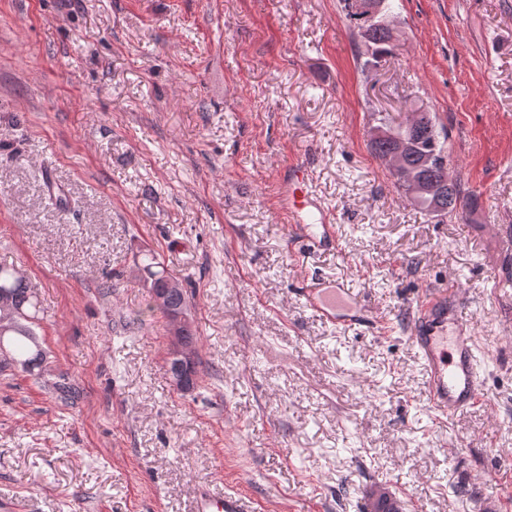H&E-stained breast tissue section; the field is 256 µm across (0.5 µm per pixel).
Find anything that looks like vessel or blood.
Wrapping results in <instances>:
<instances>
[{"instance_id": "b4317fda", "label": "vessel or blood", "mask_w": 512, "mask_h": 512, "mask_svg": "<svg viewBox=\"0 0 512 512\" xmlns=\"http://www.w3.org/2000/svg\"><path fill=\"white\" fill-rule=\"evenodd\" d=\"M283 181L280 208L296 233L295 260L304 261L312 252L339 249L335 216L310 191L303 163L290 164ZM300 297L327 322L346 329H381L380 320L348 313L351 297L343 285L309 276ZM410 339L425 371L426 399L437 416L450 418L482 403L484 354L463 312L458 288L448 285L423 294L411 312ZM193 512H256V507L242 493L203 489L195 496Z\"/></svg>"}]
</instances>
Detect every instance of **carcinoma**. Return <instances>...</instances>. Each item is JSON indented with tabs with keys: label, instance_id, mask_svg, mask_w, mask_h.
<instances>
[{
	"label": "carcinoma",
	"instance_id": "cac0c4a2",
	"mask_svg": "<svg viewBox=\"0 0 512 512\" xmlns=\"http://www.w3.org/2000/svg\"><path fill=\"white\" fill-rule=\"evenodd\" d=\"M358 21L360 36L368 37L366 44L372 48V56L381 58L392 54V35L387 24L376 19L369 24L358 16H352ZM420 125L414 128L408 124L391 127L386 124L378 129L371 140L372 153L380 158H386L397 139L405 138L408 142L406 156L407 174L396 176L397 185L405 194L426 211L439 216H455L459 214L456 208H443L439 201L434 182L447 174L450 161L446 146L447 136L438 129L432 113L421 111L418 114ZM171 275L158 258L148 252L144 260L136 266L135 279L147 293L146 309L157 307L155 297L168 293L169 307L163 312L187 315V295L185 287L175 292L168 291ZM7 295L19 311L18 321L9 331L0 333V356L6 363L19 368L22 372L41 377L45 368L39 367V362L46 361L35 327L39 322L40 306L37 296L29 288L25 278L15 269L0 266V295ZM52 393L63 405L72 407L81 397L79 387L71 380L62 377L52 385Z\"/></svg>",
	"mask_w": 512,
	"mask_h": 512
}]
</instances>
